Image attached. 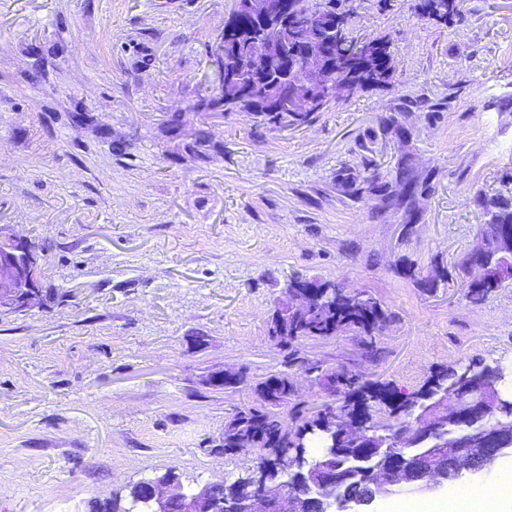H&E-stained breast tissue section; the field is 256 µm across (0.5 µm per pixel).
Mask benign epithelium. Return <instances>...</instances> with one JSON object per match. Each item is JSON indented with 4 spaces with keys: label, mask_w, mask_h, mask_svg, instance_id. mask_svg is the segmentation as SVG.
I'll return each mask as SVG.
<instances>
[{
    "label": "benign epithelium",
    "mask_w": 512,
    "mask_h": 512,
    "mask_svg": "<svg viewBox=\"0 0 512 512\" xmlns=\"http://www.w3.org/2000/svg\"><path fill=\"white\" fill-rule=\"evenodd\" d=\"M294 19L291 0H235V14L226 25L234 36L225 47L249 38L269 71L281 69L286 46L310 45L290 60L302 81L289 93L262 95L263 101L273 103L272 111L307 112L320 101L379 78L363 74L356 66V61L376 53L379 42L362 39L354 51H341L331 59L327 47L334 40L297 35ZM221 81L224 110L256 115L257 98L249 94L256 78L245 62L224 69ZM479 245L476 242L468 253L470 278L511 281L512 262L499 268L484 264ZM36 264L31 244L1 225L0 315L23 312L31 305L39 292L31 280ZM293 287L297 296L287 294L279 304L283 317L309 311L313 302L325 301L329 292L299 280ZM498 382L474 367L454 387L433 383L411 405L402 427L369 425L362 417L340 416L335 406H326L323 420L314 428L321 450L312 455L303 451L285 466L258 465L237 478L243 483L237 496L221 495L222 481L186 489L180 478L167 474L139 481L147 493L135 499V507L137 512H309L313 505L316 512H374L373 503L380 498L403 492L433 493L448 485L450 473L485 474L512 457V417L502 414L506 399ZM294 476L306 480L308 494L289 491ZM346 483H366L372 491L347 498L342 494Z\"/></svg>",
    "instance_id": "1"
}]
</instances>
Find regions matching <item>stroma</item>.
<instances>
[{"label": "stroma", "mask_w": 512, "mask_h": 512, "mask_svg": "<svg viewBox=\"0 0 512 512\" xmlns=\"http://www.w3.org/2000/svg\"><path fill=\"white\" fill-rule=\"evenodd\" d=\"M420 3L355 0L392 79L280 128L216 104L233 0H0V225L43 270L33 305L0 316V512L246 474L261 453L226 452L224 420L280 373L294 401L337 402L268 336L294 275L394 315L372 350L299 341L308 361L407 394L443 369L512 371V284L475 305L456 274L478 196L512 172V0H464L460 24ZM406 156L428 194L381 208L342 183L394 181ZM403 257L447 281L422 291Z\"/></svg>", "instance_id": "1"}]
</instances>
